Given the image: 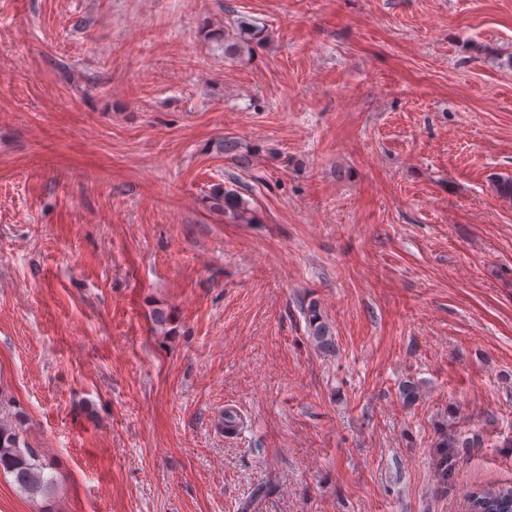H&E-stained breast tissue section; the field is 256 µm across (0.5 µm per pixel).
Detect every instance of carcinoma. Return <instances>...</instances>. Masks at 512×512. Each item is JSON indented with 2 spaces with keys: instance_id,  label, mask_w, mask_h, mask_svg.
<instances>
[{
  "instance_id": "obj_1",
  "label": "carcinoma",
  "mask_w": 512,
  "mask_h": 512,
  "mask_svg": "<svg viewBox=\"0 0 512 512\" xmlns=\"http://www.w3.org/2000/svg\"><path fill=\"white\" fill-rule=\"evenodd\" d=\"M212 208L224 212L232 222L253 221L249 217V204L232 190L217 187L210 193ZM309 334L315 346L323 351L334 348L329 326L316 306L308 308ZM22 415L0 405V472L12 477L17 490L28 498H47L54 489V479L46 476L47 464L41 461L37 451L22 439L20 421ZM435 447L441 449L437 468L442 480H448V449L464 448L466 444L439 433ZM469 507L478 512H512V486H487L470 492Z\"/></svg>"
}]
</instances>
